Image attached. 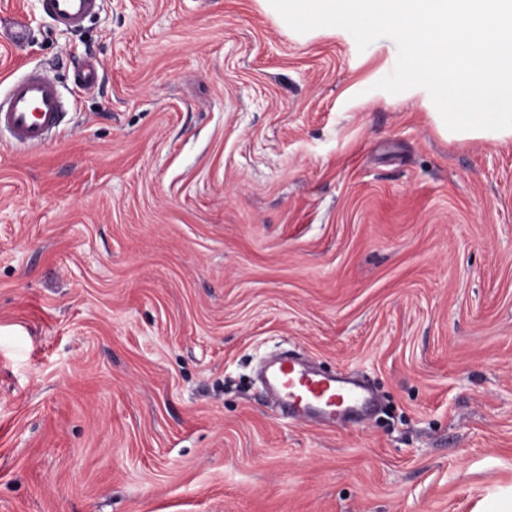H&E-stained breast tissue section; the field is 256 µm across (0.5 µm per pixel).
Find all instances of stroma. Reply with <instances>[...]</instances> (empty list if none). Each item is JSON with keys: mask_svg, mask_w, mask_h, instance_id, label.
I'll use <instances>...</instances> for the list:
<instances>
[{"mask_svg": "<svg viewBox=\"0 0 512 512\" xmlns=\"http://www.w3.org/2000/svg\"><path fill=\"white\" fill-rule=\"evenodd\" d=\"M397 57L269 0H104L77 29L0 0V94L39 71L66 102L41 148L0 136V512L512 494V138L377 89ZM287 348L381 411L281 417L256 372Z\"/></svg>", "mask_w": 512, "mask_h": 512, "instance_id": "stroma-1", "label": "stroma"}]
</instances>
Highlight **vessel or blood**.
Returning a JSON list of instances; mask_svg holds the SVG:
<instances>
[{
	"mask_svg": "<svg viewBox=\"0 0 512 512\" xmlns=\"http://www.w3.org/2000/svg\"><path fill=\"white\" fill-rule=\"evenodd\" d=\"M42 9L60 24L81 26L100 8V0H40ZM65 103L49 77L30 72L10 84L0 100V129L13 142L37 147L60 127ZM265 386L289 418L313 420L333 428L370 417L375 396L353 379L308 370L295 359L276 362Z\"/></svg>",
	"mask_w": 512,
	"mask_h": 512,
	"instance_id": "obj_1",
	"label": "vessel or blood"
}]
</instances>
